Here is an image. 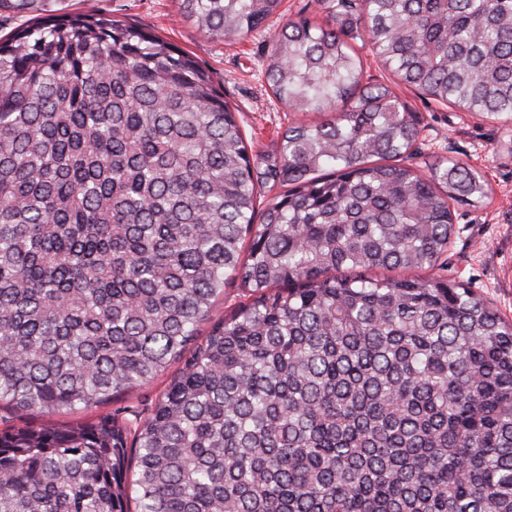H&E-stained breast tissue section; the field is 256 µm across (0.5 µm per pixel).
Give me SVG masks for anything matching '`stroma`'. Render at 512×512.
I'll return each mask as SVG.
<instances>
[{
    "instance_id": "obj_1",
    "label": "stroma",
    "mask_w": 512,
    "mask_h": 512,
    "mask_svg": "<svg viewBox=\"0 0 512 512\" xmlns=\"http://www.w3.org/2000/svg\"><path fill=\"white\" fill-rule=\"evenodd\" d=\"M71 10H97L151 28L201 60L232 105L254 150L263 151L278 131L297 120L269 91L264 77L269 29L233 43L204 35L181 18L176 0H68ZM422 134L419 160L439 156L466 162L485 176L490 193L479 209L457 210L458 229L448 250V278L474 288L512 320V121L479 118L404 88Z\"/></svg>"
}]
</instances>
